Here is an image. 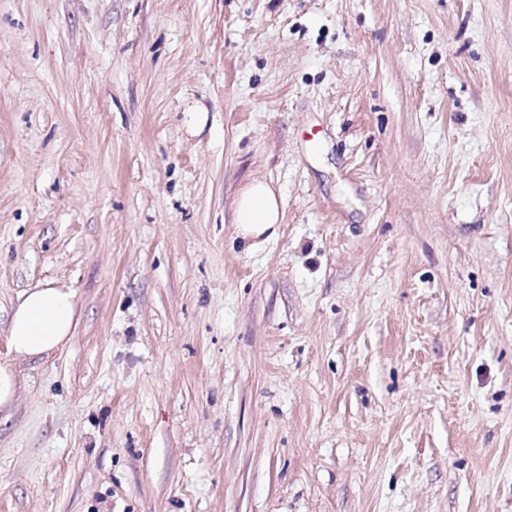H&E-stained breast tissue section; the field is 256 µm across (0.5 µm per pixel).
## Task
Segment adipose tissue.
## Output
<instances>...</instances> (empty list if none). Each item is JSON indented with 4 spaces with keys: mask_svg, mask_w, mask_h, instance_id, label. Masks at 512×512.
Segmentation results:
<instances>
[{
    "mask_svg": "<svg viewBox=\"0 0 512 512\" xmlns=\"http://www.w3.org/2000/svg\"><path fill=\"white\" fill-rule=\"evenodd\" d=\"M233 222L240 237L257 242L272 237L280 222L278 198L264 181H253L238 193ZM77 320L73 289L44 286L25 292L10 317L9 350L20 357H39L64 345Z\"/></svg>",
    "mask_w": 512,
    "mask_h": 512,
    "instance_id": "1",
    "label": "adipose tissue"
}]
</instances>
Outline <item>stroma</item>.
Returning a JSON list of instances; mask_svg holds the SVG:
<instances>
[{"mask_svg": "<svg viewBox=\"0 0 512 512\" xmlns=\"http://www.w3.org/2000/svg\"><path fill=\"white\" fill-rule=\"evenodd\" d=\"M0 359V512H512V0H0ZM280 222L278 198L272 187L264 181H253L245 185L238 193L233 209V223L239 236L251 242L256 248L271 238ZM76 320L77 306L72 288H31L11 313L9 350L24 358L47 354L70 339ZM17 392V381L8 362L0 363V407L9 406Z\"/></svg>", "mask_w": 512, "mask_h": 512, "instance_id": "35a3bbf8", "label": "stroma"}]
</instances>
